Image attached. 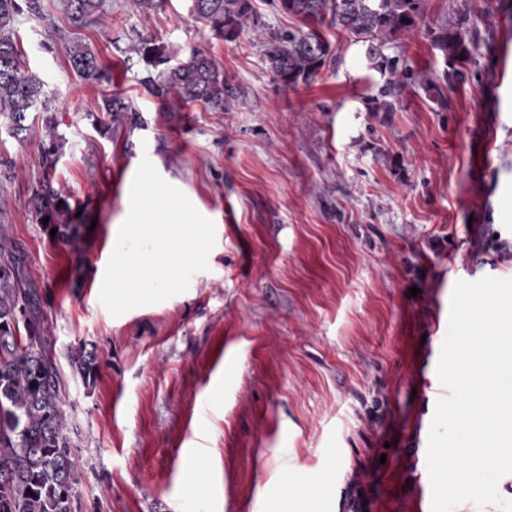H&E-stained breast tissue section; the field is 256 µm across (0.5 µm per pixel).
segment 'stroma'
I'll return each mask as SVG.
<instances>
[{
    "instance_id": "1",
    "label": "stroma",
    "mask_w": 512,
    "mask_h": 512,
    "mask_svg": "<svg viewBox=\"0 0 512 512\" xmlns=\"http://www.w3.org/2000/svg\"><path fill=\"white\" fill-rule=\"evenodd\" d=\"M15 23L45 83L24 140L0 116V223L35 289L66 397L77 512H421L440 335L456 281L512 278V0H427L426 28L463 24L478 48L447 110L408 87L372 112L362 44L326 35L336 65L275 81L252 33L228 43L189 0H66ZM206 51L243 94L218 112L142 86L140 39ZM88 46L109 82L84 80ZM443 76L424 32L394 49ZM117 93L128 111L101 110ZM63 135L53 181L81 210L75 247L31 212L47 114ZM215 226L208 270L157 304L99 300L142 158ZM417 295H410L411 287ZM96 355L94 380L70 361ZM69 62L71 67L88 81L100 83L108 79L106 70L86 45L74 44L70 49Z\"/></svg>"
}]
</instances>
